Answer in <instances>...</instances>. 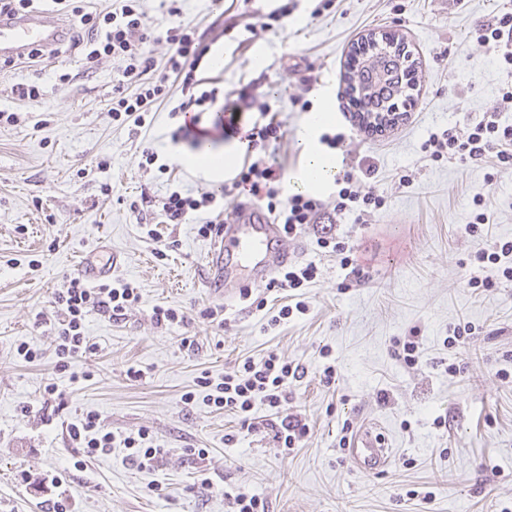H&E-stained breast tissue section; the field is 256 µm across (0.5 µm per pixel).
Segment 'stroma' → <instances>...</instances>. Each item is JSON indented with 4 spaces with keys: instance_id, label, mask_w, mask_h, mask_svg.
I'll use <instances>...</instances> for the list:
<instances>
[{
    "instance_id": "35a3bbf8",
    "label": "stroma",
    "mask_w": 512,
    "mask_h": 512,
    "mask_svg": "<svg viewBox=\"0 0 512 512\" xmlns=\"http://www.w3.org/2000/svg\"><path fill=\"white\" fill-rule=\"evenodd\" d=\"M284 2L179 5L183 20L224 55L218 69L202 62L200 76L227 92L251 85L255 106L271 108L282 123L287 136L274 154L284 174L304 163L302 99L314 107L327 102L335 114L330 133H346L350 160L375 168L357 187L381 195L383 206L364 225L347 211L329 226L302 230L294 261L315 263L318 275L291 292L261 286L249 299L222 302L204 286L210 241L196 224H160L151 237L129 209L143 195L214 190L175 158L194 148L243 152L214 113L202 114L197 147H174L169 136L178 122L169 105L158 106L150 126L113 124L107 103L115 61L89 72L74 55L0 67V108L22 115L20 123L0 126V512H53L58 503L67 512H227L229 497L241 491L265 498L268 512H512V378L498 376L512 374V284L466 285L474 252L512 240V170L489 161H435L422 149L431 134L480 119L512 84V73L476 39L512 0H334L318 16L317 0H297L286 29L260 30ZM379 30L402 36L413 53L414 103L381 136L351 137L358 118L345 92L349 51ZM59 69L73 81H56ZM31 81L44 87L43 99L17 100L13 86ZM148 147L169 164L168 173L140 168ZM479 191L490 224L477 238L465 227ZM325 234L356 245L379 241L380 254L360 283L343 287L345 270L317 245ZM92 251L115 260L113 279L133 282L141 298L118 320L90 312L85 334L97 350L63 371L54 336L35 315L51 311L55 292ZM296 299L306 301V314L268 328V316ZM158 305L183 311L186 322L157 325ZM215 305L224 324L200 315ZM465 323L472 327L465 350L444 346L450 327ZM414 327L423 361L409 368L396 349ZM186 336L195 348L182 347ZM23 341L40 350V360L17 357ZM324 347L336 360L332 385L321 380ZM271 350L306 370L285 409L305 420L309 433L288 451L264 429L272 416L265 405H256L261 427L249 433L235 414L183 398L196 391L201 373L218 378ZM461 354L466 364L446 372ZM132 367L140 378L128 376ZM74 372L81 382H70ZM52 381L59 394L44 399ZM89 411L114 433L148 431L167 456L140 470L116 448L74 468L82 451L67 428ZM347 420L379 423L392 450L383 471H358L339 448ZM198 448L207 457L195 456ZM204 478L209 488H200Z\"/></svg>"
}]
</instances>
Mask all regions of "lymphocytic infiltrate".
<instances>
[{
	"instance_id": "obj_1",
	"label": "lymphocytic infiltrate",
	"mask_w": 512,
	"mask_h": 512,
	"mask_svg": "<svg viewBox=\"0 0 512 512\" xmlns=\"http://www.w3.org/2000/svg\"><path fill=\"white\" fill-rule=\"evenodd\" d=\"M58 10L74 19L75 33L69 42L71 51L81 56L85 70H92L103 60L116 61L118 69L112 87L109 113L117 124L141 128L147 123L154 104L171 103V117L179 124L170 134L172 144L188 140L191 123L185 122L187 113L211 112L224 114L226 126L234 128L247 143V158L230 185L221 192H204L194 196L174 190L160 200L145 199L131 203L136 215L151 212L154 223L179 224L189 217L203 213L207 219L198 233L208 237L217 224L224 221V202L229 197L249 194L253 202L273 213L286 237H295L302 227L318 223L325 215L322 200L308 194H286L282 185L283 173L273 155L267 154L269 145L281 143L286 132L275 114L268 111L248 115V87H240L233 94L220 96L218 88L207 87L205 79L197 75L200 63L208 51L195 26L177 23L163 30L146 24L145 0H110L101 9L87 10L76 0H51ZM476 39L500 66L512 71V9L504 8L493 23L481 27ZM163 42L168 53L163 66H156L149 46ZM512 110V86L500 89L496 107L482 118L461 129H448L431 135L425 149L432 160L443 158L493 161L504 170H512V124L503 123L501 114ZM356 170L343 164L336 177L339 187L336 211H354L367 217L371 210L381 208L383 198L373 192H359ZM483 274L467 279L472 288H492L512 282V240L496 241L474 256ZM135 287L128 282L102 283L88 286L82 279L72 278L54 297L56 317L39 315L40 323L50 324L54 331L58 369H66L77 357L94 353L95 344L85 334V318L94 310L110 311L113 318L123 317L126 310L139 301ZM305 374L301 365L282 360L275 352H268L261 360L245 359L242 365L224 377L215 379L202 375L197 381L204 389V402L219 410L238 415L243 426H250V413L256 403H263L277 411L276 420L269 426L273 439L280 447H296L308 432V426L297 415L284 413L288 389ZM73 444L82 448L85 459L111 454L113 449L126 451L125 460L138 468H151L164 457V449L153 446L148 432L118 436L108 430L95 412H87L67 430Z\"/></svg>"
}]
</instances>
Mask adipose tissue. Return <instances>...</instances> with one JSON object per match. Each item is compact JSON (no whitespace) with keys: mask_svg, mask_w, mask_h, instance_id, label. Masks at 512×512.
<instances>
[{"mask_svg":"<svg viewBox=\"0 0 512 512\" xmlns=\"http://www.w3.org/2000/svg\"><path fill=\"white\" fill-rule=\"evenodd\" d=\"M333 121L334 116L325 105L307 115L299 133L305 162L290 175L289 189L316 192L332 186L337 172L336 158L321 144L320 137Z\"/></svg>","mask_w":512,"mask_h":512,"instance_id":"1","label":"adipose tissue"}]
</instances>
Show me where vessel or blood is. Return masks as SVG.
Segmentation results:
<instances>
[{
    "instance_id": "vessel-or-blood-1",
    "label": "vessel or blood",
    "mask_w": 512,
    "mask_h": 512,
    "mask_svg": "<svg viewBox=\"0 0 512 512\" xmlns=\"http://www.w3.org/2000/svg\"><path fill=\"white\" fill-rule=\"evenodd\" d=\"M65 35L64 23L47 22L36 13L1 18L0 60L25 59L32 49L60 44ZM294 253L272 215L256 204L240 207L233 222L221 225L212 241L205 286L224 301L236 300L245 289L268 281ZM77 271L86 280L96 282L108 277L112 266L88 257L79 263ZM347 453L356 468L368 473L384 470L392 457L377 426L370 423L357 430Z\"/></svg>"
}]
</instances>
